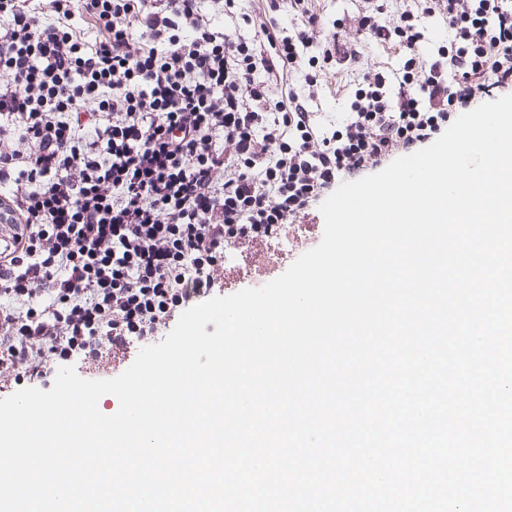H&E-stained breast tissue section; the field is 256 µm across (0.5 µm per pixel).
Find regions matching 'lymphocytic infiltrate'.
Instances as JSON below:
<instances>
[{"instance_id":"f902f5d3","label":"lymphocytic infiltrate","mask_w":512,"mask_h":512,"mask_svg":"<svg viewBox=\"0 0 512 512\" xmlns=\"http://www.w3.org/2000/svg\"><path fill=\"white\" fill-rule=\"evenodd\" d=\"M321 0H0V392L154 342L231 247L299 222L512 89V0L358 13L401 60H346ZM356 48L360 52L358 63L336 70V75L328 80V84L332 82V85H329L330 89H325L321 98V112H325L327 118L335 122L343 118L341 101H338L343 85L356 79L363 70L391 68L396 66L399 59V50L395 47L391 48L390 44H358ZM339 88L340 91H338Z\"/></svg>"}]
</instances>
